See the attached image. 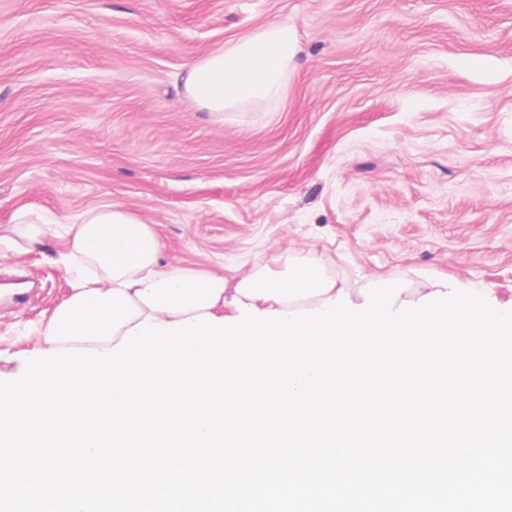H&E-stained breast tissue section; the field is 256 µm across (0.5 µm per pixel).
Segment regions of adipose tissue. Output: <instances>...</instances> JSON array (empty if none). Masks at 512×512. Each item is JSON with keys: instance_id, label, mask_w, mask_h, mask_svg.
<instances>
[{"instance_id": "adipose-tissue-1", "label": "adipose tissue", "mask_w": 512, "mask_h": 512, "mask_svg": "<svg viewBox=\"0 0 512 512\" xmlns=\"http://www.w3.org/2000/svg\"><path fill=\"white\" fill-rule=\"evenodd\" d=\"M296 56L287 24L270 21L260 30L213 51L187 69L185 91L216 117L278 94ZM67 243L62 265L70 291L48 322L37 329L42 349L92 348L120 343L138 323L168 324L218 315L224 306L223 277L160 262L161 241L152 225L117 205L88 210L69 223L31 210L15 212L0 234V260L47 235ZM323 266L305 262L279 278L258 271L238 282L235 299L270 310H300L303 300L323 304L337 296Z\"/></svg>"}]
</instances>
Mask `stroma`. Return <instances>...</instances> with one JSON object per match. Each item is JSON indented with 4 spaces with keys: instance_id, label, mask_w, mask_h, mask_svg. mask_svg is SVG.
Here are the masks:
<instances>
[{
    "instance_id": "35a3bbf8",
    "label": "stroma",
    "mask_w": 512,
    "mask_h": 512,
    "mask_svg": "<svg viewBox=\"0 0 512 512\" xmlns=\"http://www.w3.org/2000/svg\"><path fill=\"white\" fill-rule=\"evenodd\" d=\"M271 20L298 46L277 96L220 121L187 99L191 63ZM102 204L231 288L315 259L512 308V0H0V227ZM64 249L0 262L29 292L0 305V381L68 293Z\"/></svg>"
}]
</instances>
